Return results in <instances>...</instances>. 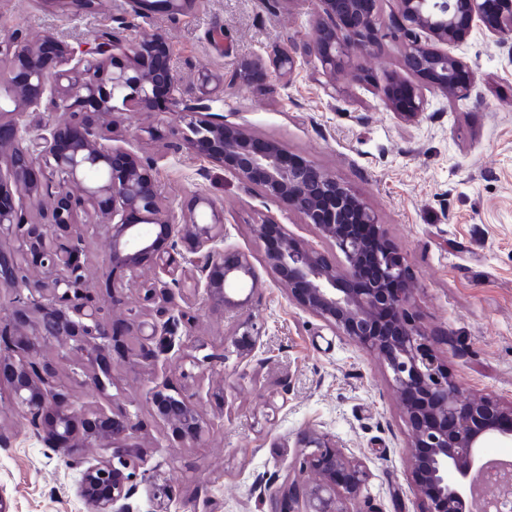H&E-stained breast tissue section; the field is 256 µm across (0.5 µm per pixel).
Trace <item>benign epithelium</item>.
I'll return each mask as SVG.
<instances>
[{
  "mask_svg": "<svg viewBox=\"0 0 512 512\" xmlns=\"http://www.w3.org/2000/svg\"><path fill=\"white\" fill-rule=\"evenodd\" d=\"M397 2L398 20L386 27L378 0H317L324 17L313 36L327 80L351 65L352 47L369 53L386 39L402 37L404 70L435 91L458 97L476 75L448 47L465 39L476 23L496 36L512 33V0L492 24L486 21L492 0ZM40 4L71 16L96 8V0ZM343 14L356 21L336 25ZM164 46L159 33L127 46L108 29L76 47L52 35L37 44L17 34L0 41V60L8 63L0 99L13 104L11 109L0 105V196L11 183L23 204L45 192L54 199L49 211L27 220L14 203L0 202V291L12 299L0 317V379L7 378L19 415L67 460L81 459L93 444L106 449L83 469L78 494L86 512H130L127 500L134 481L145 476L147 461L141 443L131 440L143 427L138 413L63 398L61 374L39 360V344H70L81 382L104 395L114 376L110 368L99 371V362L111 356L114 337L135 340L126 345L127 359L150 369L159 354L173 350L177 332L192 335L194 299L242 315L234 332L241 358L251 357L260 344L261 327L247 312L259 276L249 255H224V211L203 195L197 196L200 214L165 206L155 162L116 145L123 123L118 105L149 112L156 90L164 86L171 122L163 130L146 127L150 138L175 131L179 148L190 155L220 165L234 160L233 172L247 189L297 212L332 249L329 255L301 240L273 214L252 225L260 241L268 226L277 225L280 241L266 250L265 265L288 282L290 300L375 354L400 396L417 394L418 403L403 404L412 430L408 455L421 492L420 512H474L475 485L488 465L481 461L484 441L512 444V402L463 398L461 385L422 331L413 291L403 287L409 279L404 258L362 197L309 164L289 163L276 144L260 143L224 124L209 112L205 98L178 96L174 71L153 57L154 49ZM270 65L288 80L297 60L282 52ZM406 87L407 106L396 105L392 84L384 99L400 117L412 120L421 115L424 100L418 87ZM42 110L46 120L34 131L24 117ZM355 226L370 228L372 235L362 236ZM101 235L109 252L97 281L114 301L122 300L117 283L138 279L147 264L156 270L153 280L140 284L139 306L129 309L119 331L98 303L88 275L89 247ZM367 262L377 272L369 280L364 279ZM246 287L249 294L238 297ZM201 350L197 340L181 349L188 368L180 392L167 394L163 384L151 395L158 420L192 448L202 447L209 433L193 369L212 355L200 358ZM293 447L294 481L306 486L290 512H346L345 501L366 485L369 469L346 456L324 431L299 433Z\"/></svg>",
  "mask_w": 512,
  "mask_h": 512,
  "instance_id": "obj_1",
  "label": "benign epithelium"
}]
</instances>
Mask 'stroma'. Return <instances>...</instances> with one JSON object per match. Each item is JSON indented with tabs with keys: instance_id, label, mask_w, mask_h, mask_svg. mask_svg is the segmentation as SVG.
<instances>
[{
	"instance_id": "stroma-1",
	"label": "stroma",
	"mask_w": 512,
	"mask_h": 512,
	"mask_svg": "<svg viewBox=\"0 0 512 512\" xmlns=\"http://www.w3.org/2000/svg\"><path fill=\"white\" fill-rule=\"evenodd\" d=\"M318 15L317 0H197L182 15L153 9L139 18L128 15L125 0H99L97 11L79 17L42 9L38 0H0V37L53 33L74 42L116 28L134 43L159 32L178 94L199 95L202 68L223 75V91L208 98L211 113L356 188L402 252L420 324L450 373L468 394L510 402L512 38L474 26L450 51L475 72V82L451 99L419 81L424 110L407 121L383 101L385 87L403 74V44L388 40L372 54H355L369 81L348 68L326 84L309 38ZM277 50L298 57L291 81L262 70L238 81L245 59L266 60ZM166 102L162 94L156 111L131 112L123 145L156 161L161 192L176 212L192 209L199 193L223 208L224 252L250 255L260 279L250 310L264 330L244 361L233 344L235 317L200 311L195 336L207 352L224 356L201 373L199 404L211 427L202 448L182 447L151 416L152 387L177 380L176 354L160 356L152 371L115 368L109 393L138 411L136 438L148 454L149 474L129 500L132 512H204L210 504L219 512H279L276 493L295 456L283 442L307 429L334 435L369 468L350 512H419L406 455L411 432L384 367L289 300L287 285L267 271L265 245L252 226L274 214L312 244L313 230L297 213L248 191L232 171L187 155L174 138L148 137L146 126L168 123ZM81 470L22 423L0 447V493L9 512H85L77 495ZM158 483L170 492L162 503Z\"/></svg>"
}]
</instances>
